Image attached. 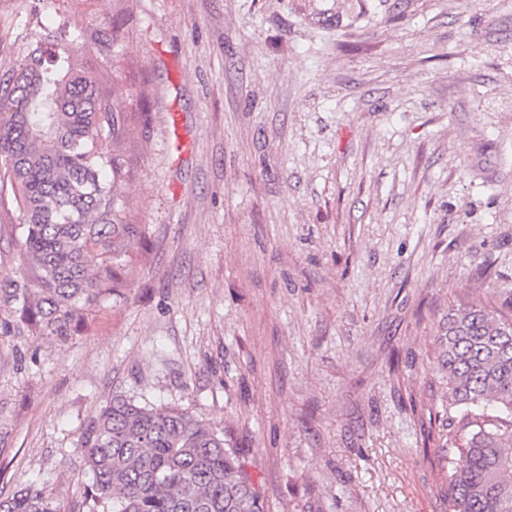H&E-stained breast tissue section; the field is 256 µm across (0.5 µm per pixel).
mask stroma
I'll list each match as a JSON object with an SVG mask.
<instances>
[{"label": "stroma", "mask_w": 512, "mask_h": 512, "mask_svg": "<svg viewBox=\"0 0 512 512\" xmlns=\"http://www.w3.org/2000/svg\"><path fill=\"white\" fill-rule=\"evenodd\" d=\"M61 21L151 91L142 234L65 332L0 307V499L79 512L123 395L223 431L266 512H448L435 335L512 311V0H0V87ZM1 512H58L55 502L43 488L30 485L0 500Z\"/></svg>", "instance_id": "stroma-1"}]
</instances>
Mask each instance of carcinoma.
I'll list each match as a JSON object with an SVG mask.
<instances>
[{"label":"carcinoma","mask_w":512,"mask_h":512,"mask_svg":"<svg viewBox=\"0 0 512 512\" xmlns=\"http://www.w3.org/2000/svg\"><path fill=\"white\" fill-rule=\"evenodd\" d=\"M116 24L77 34L61 22L0 92V193L8 188L27 277L0 280V305L35 332H56L116 291L114 263L140 234L122 191L149 98L112 75ZM98 67L88 66V57ZM443 440L437 462L448 512H512V314L461 302L437 336ZM458 455L448 456V447ZM88 512H264L235 451L183 408L115 395L81 441ZM0 512H58L34 485L0 500Z\"/></svg>","instance_id":"cac0c4a2"}]
</instances>
